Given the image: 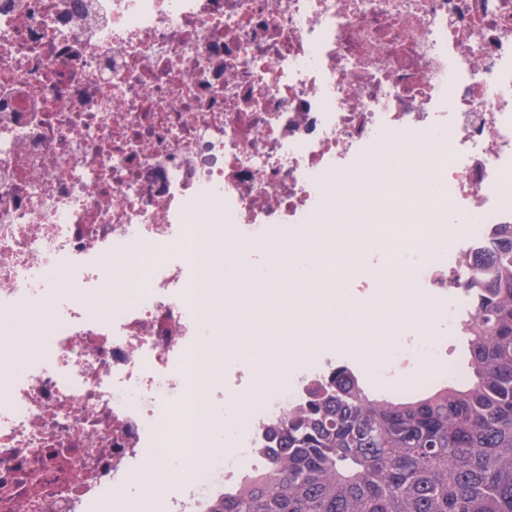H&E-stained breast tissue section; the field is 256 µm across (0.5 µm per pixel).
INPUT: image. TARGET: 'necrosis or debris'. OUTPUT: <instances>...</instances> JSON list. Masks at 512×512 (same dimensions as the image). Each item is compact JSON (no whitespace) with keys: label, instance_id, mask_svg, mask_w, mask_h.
Listing matches in <instances>:
<instances>
[{"label":"necrosis or debris","instance_id":"4bbe7bcc","mask_svg":"<svg viewBox=\"0 0 512 512\" xmlns=\"http://www.w3.org/2000/svg\"><path fill=\"white\" fill-rule=\"evenodd\" d=\"M407 150L468 221L403 253L450 326L449 261L512 224V0H0V512H78L147 448L204 472L177 510L204 512L237 470L207 452L240 393L208 370L219 264L371 199L418 223ZM305 387L251 415L253 463Z\"/></svg>","mask_w":512,"mask_h":512}]
</instances>
